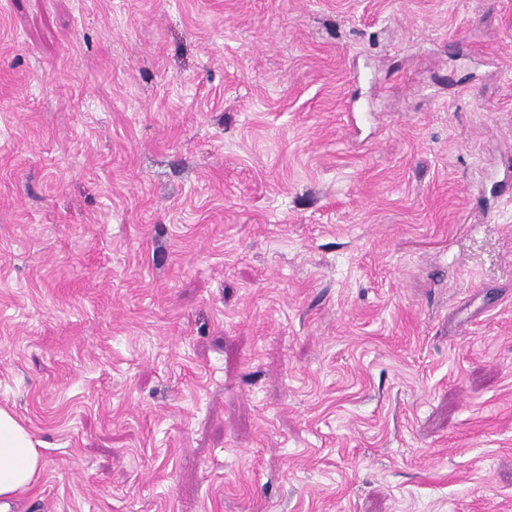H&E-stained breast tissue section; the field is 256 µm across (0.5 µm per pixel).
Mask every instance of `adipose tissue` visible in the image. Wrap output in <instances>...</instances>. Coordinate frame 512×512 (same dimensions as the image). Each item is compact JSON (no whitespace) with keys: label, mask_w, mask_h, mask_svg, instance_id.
Masks as SVG:
<instances>
[{"label":"adipose tissue","mask_w":512,"mask_h":512,"mask_svg":"<svg viewBox=\"0 0 512 512\" xmlns=\"http://www.w3.org/2000/svg\"><path fill=\"white\" fill-rule=\"evenodd\" d=\"M41 458L28 428L0 407V500H9L35 483Z\"/></svg>","instance_id":"ef3b65f1"}]
</instances>
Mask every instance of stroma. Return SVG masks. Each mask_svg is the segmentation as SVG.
I'll list each match as a JSON object with an SVG mask.
<instances>
[{"mask_svg":"<svg viewBox=\"0 0 512 512\" xmlns=\"http://www.w3.org/2000/svg\"><path fill=\"white\" fill-rule=\"evenodd\" d=\"M512 0H0L9 512H512ZM28 428L0 407V500H10L37 480L41 458Z\"/></svg>","mask_w":512,"mask_h":512,"instance_id":"35a3bbf8","label":"stroma"}]
</instances>
